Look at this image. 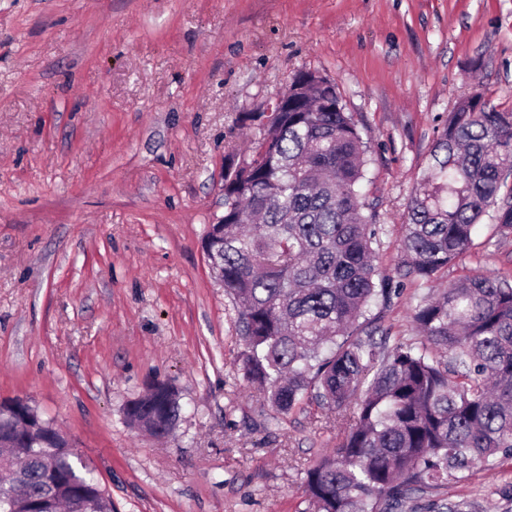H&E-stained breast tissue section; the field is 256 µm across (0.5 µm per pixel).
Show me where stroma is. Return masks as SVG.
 Returning <instances> with one entry per match:
<instances>
[{"mask_svg": "<svg viewBox=\"0 0 512 512\" xmlns=\"http://www.w3.org/2000/svg\"><path fill=\"white\" fill-rule=\"evenodd\" d=\"M330 80L368 147L389 341L477 270L512 275V236L420 285L401 225L457 102L512 111V0H0V402L35 407L89 457L115 512H305L303 469L337 442L316 404L265 428L238 373L235 312L203 250L224 168L295 74ZM155 382L172 437L125 420ZM466 512H512V460L449 482Z\"/></svg>", "mask_w": 512, "mask_h": 512, "instance_id": "35a3bbf8", "label": "stroma"}]
</instances>
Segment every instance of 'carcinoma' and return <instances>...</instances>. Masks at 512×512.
<instances>
[{"label":"carcinoma","instance_id":"obj_1","mask_svg":"<svg viewBox=\"0 0 512 512\" xmlns=\"http://www.w3.org/2000/svg\"><path fill=\"white\" fill-rule=\"evenodd\" d=\"M288 111L224 178V223L204 241L236 313L237 367L277 425L308 401L336 413V448L304 470L311 512H400L470 470L512 459V280L476 271L412 308L416 338L374 339L370 306L396 291L378 271L379 227L360 185L367 145L336 86L292 80ZM402 224L404 276L430 282L472 246L491 216L512 235V112L479 93L448 115ZM126 420L166 436L176 392L155 384ZM0 465L23 457L36 512H114L90 462L22 400L0 402ZM0 512H21L0 483Z\"/></svg>","mask_w":512,"mask_h":512}]
</instances>
